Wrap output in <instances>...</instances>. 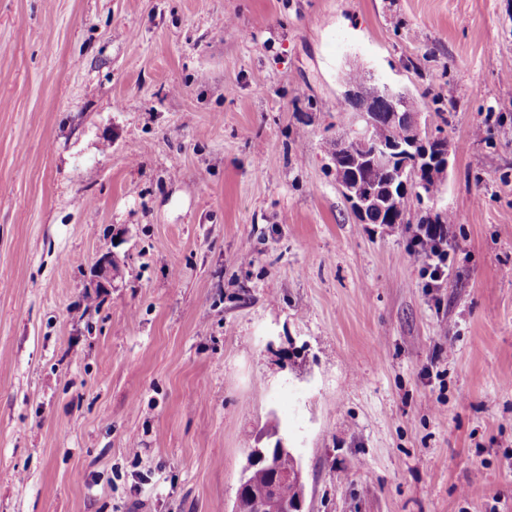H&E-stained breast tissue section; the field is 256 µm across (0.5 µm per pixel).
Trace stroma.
<instances>
[{"label":"stroma","instance_id":"obj_1","mask_svg":"<svg viewBox=\"0 0 512 512\" xmlns=\"http://www.w3.org/2000/svg\"><path fill=\"white\" fill-rule=\"evenodd\" d=\"M351 68L452 114L439 287ZM274 430L309 512H512V0H0V512H231ZM377 109L356 111L352 119V135L341 138V149L345 154L357 156L359 152L369 151L367 138L372 125L376 122ZM332 170L335 173L336 185L363 223L368 222V214L377 210L384 212L389 203L388 191L392 192L391 189L385 191L383 187H379L377 184L361 181L353 184L346 178L345 170L337 164ZM91 288L104 290L112 288V280L118 273V265L114 260L112 251H106L99 255L92 267Z\"/></svg>","mask_w":512,"mask_h":512}]
</instances>
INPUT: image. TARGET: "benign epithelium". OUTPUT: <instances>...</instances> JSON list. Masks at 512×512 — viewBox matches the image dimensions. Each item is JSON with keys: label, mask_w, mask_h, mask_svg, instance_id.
Wrapping results in <instances>:
<instances>
[{"label": "benign epithelium", "mask_w": 512, "mask_h": 512, "mask_svg": "<svg viewBox=\"0 0 512 512\" xmlns=\"http://www.w3.org/2000/svg\"><path fill=\"white\" fill-rule=\"evenodd\" d=\"M407 96L406 90L380 82L373 76L365 78L359 85L345 86L343 99L347 101L364 99L371 103H383L392 136L386 142L369 146L367 138L378 118L377 110H359L353 115L352 135L341 139V149L351 156L368 150L370 154L364 156V159L369 161V165L397 168L403 184L414 185L413 192L422 199L421 208L432 211L436 208L438 199L427 196L424 186L426 180L431 178L442 181L446 179L450 152L429 158V145L445 139V136L437 135L418 118L406 122ZM333 171L336 185L362 222H367V215L386 209L388 192L384 188L361 181L352 183L339 165L334 166ZM117 273L118 265L112 252L101 253L92 267V287L97 290L112 287V280ZM285 458L293 462L292 469L288 471L280 466ZM259 475L264 476L266 483L261 498L248 494ZM284 485L290 487L286 512H307L306 481L295 450L286 446L281 439L272 447L248 449L247 462L235 494L233 512H266L270 504L280 500V491Z\"/></svg>", "instance_id": "1"}]
</instances>
